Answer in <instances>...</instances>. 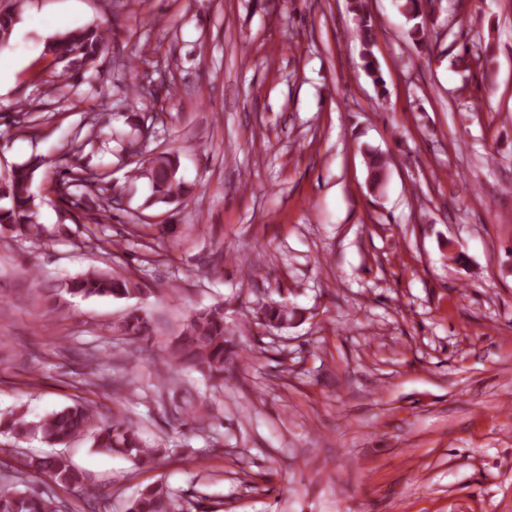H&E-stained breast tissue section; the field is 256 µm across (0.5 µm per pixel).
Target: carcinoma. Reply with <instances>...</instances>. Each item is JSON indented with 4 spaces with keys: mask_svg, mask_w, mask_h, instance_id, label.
Segmentation results:
<instances>
[{
    "mask_svg": "<svg viewBox=\"0 0 512 512\" xmlns=\"http://www.w3.org/2000/svg\"><path fill=\"white\" fill-rule=\"evenodd\" d=\"M350 9L358 19L355 37L362 46L363 67L385 93V80L374 58L372 47L377 40V28L366 7V0H350ZM401 9L410 27L408 37L417 45L428 43L429 22L424 12L423 0H402ZM16 24V14H0V48L8 45ZM109 30L100 24H89L75 30L49 37L42 57L49 59L53 80H40L50 84L51 91L60 93L59 80L85 79L89 72H101L99 60L105 52ZM129 123L136 133L129 136L122 146L125 158H134L135 167L129 178L142 180L149 189L143 206L187 203L201 190V185L185 181L181 174L178 153L168 149L147 150V140L152 132L145 116L131 113ZM81 155L71 152V164L55 172L50 179V191L59 199L71 200L77 208L87 211L83 216L84 227L95 234L109 219V212L120 208L123 193L106 181L104 172L91 174L80 162ZM367 185L374 194L384 192L388 180V162L385 154L377 149L364 150ZM46 165L42 157L30 158L11 167L0 178V234L14 232L29 239L43 238L42 225L36 221L39 204L32 191L38 170ZM138 284L129 276L109 270L94 271L72 278L62 284V290L73 297L126 298L137 290ZM299 314L296 307L284 301L273 300L262 306L261 323L269 329H281ZM148 322L140 310H130L121 330L127 336H144ZM242 355L239 342L234 339L224 314V306L213 305L195 310L185 322L180 334L164 351L162 368L156 371L158 385L166 384V376L178 370L196 372L214 386L224 385L226 364ZM120 381L112 380V401L118 410L104 423L93 402L76 401L39 418L29 419L24 412L12 413L0 422L6 431L17 439L36 438L54 447L69 444L73 439L87 436L98 450L129 456L141 467H149L170 449L150 448L142 440L138 428L125 417L121 406ZM27 467L43 475L51 483L75 492H85L87 477L70 461L58 454L30 458ZM0 512H61L59 503L52 497L33 489L16 487L0 489ZM126 512H186L181 498L153 483L142 488L127 504Z\"/></svg>",
    "mask_w": 512,
    "mask_h": 512,
    "instance_id": "1",
    "label": "carcinoma"
}]
</instances>
